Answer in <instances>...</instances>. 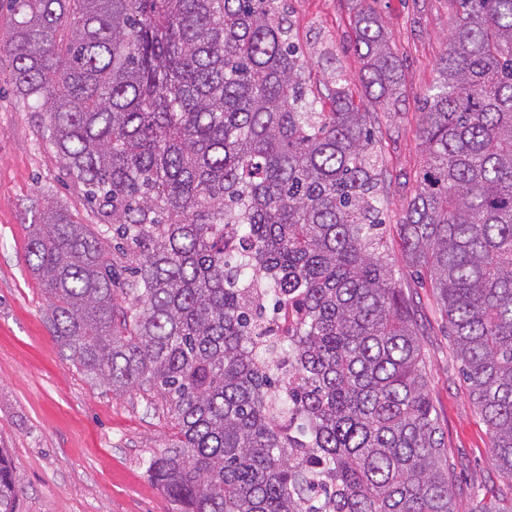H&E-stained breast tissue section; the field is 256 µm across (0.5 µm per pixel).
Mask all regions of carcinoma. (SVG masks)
<instances>
[{
	"label": "carcinoma",
	"instance_id": "carcinoma-1",
	"mask_svg": "<svg viewBox=\"0 0 512 512\" xmlns=\"http://www.w3.org/2000/svg\"><path fill=\"white\" fill-rule=\"evenodd\" d=\"M455 2L398 230L512 481V0ZM6 4L11 84L128 275L62 205L29 267L69 359L174 425L147 471L175 512H463L381 250L369 112L340 73L318 110L280 0ZM354 29L365 96H398L378 16L358 4ZM18 495L0 448V512Z\"/></svg>",
	"mask_w": 512,
	"mask_h": 512
}]
</instances>
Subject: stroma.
Segmentation results:
<instances>
[{"label":"stroma","instance_id":"stroma-1","mask_svg":"<svg viewBox=\"0 0 512 512\" xmlns=\"http://www.w3.org/2000/svg\"><path fill=\"white\" fill-rule=\"evenodd\" d=\"M291 42L323 111L332 109L333 75L360 63L351 20L356 0H283ZM402 71L399 97L370 104L374 149L383 161L380 234L424 347L428 391L448 443L463 507L512 494L491 464L487 427L455 357L448 325L425 277L402 258L397 232L413 197L422 155L423 95L454 22V0H367ZM0 61V448L19 490L17 512H173L147 462L170 447L173 427L144 409L139 394L115 395L88 379L61 352L47 321L45 287L27 262L29 225L62 204L75 220L97 217L69 184L42 132L44 118L14 92Z\"/></svg>","mask_w":512,"mask_h":512}]
</instances>
